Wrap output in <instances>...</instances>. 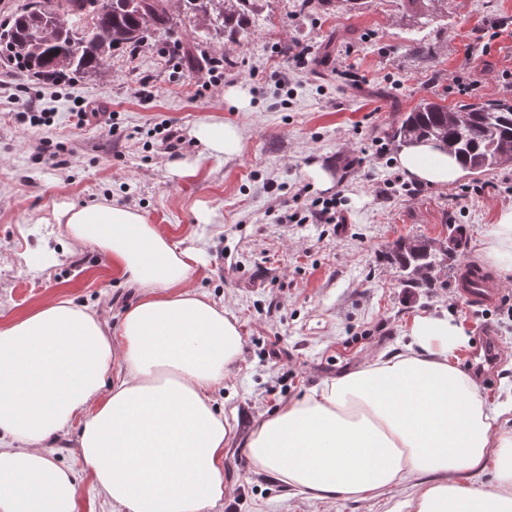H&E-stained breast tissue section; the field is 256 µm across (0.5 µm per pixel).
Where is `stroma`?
<instances>
[{
	"label": "stroma",
	"mask_w": 512,
	"mask_h": 512,
	"mask_svg": "<svg viewBox=\"0 0 512 512\" xmlns=\"http://www.w3.org/2000/svg\"><path fill=\"white\" fill-rule=\"evenodd\" d=\"M300 0H255L250 33L214 34L203 55L224 57V70L245 88L251 108L237 110L223 87L204 89L201 68L161 56L167 43H187L194 21L181 17L174 34H152L138 55L113 51L104 75L70 74L59 84L32 81L0 59V324L56 296L94 306L111 330L138 298L111 257L75 245L54 207L114 200L139 210L180 247L197 252L192 287L223 304L241 327L242 353L213 396L234 434L224 446V505L219 512H406L412 489L396 487L365 500H321L254 472L245 448L251 428L282 402L357 368L406 340L411 320L448 313L468 338L495 336L497 370L478 379L485 398L512 396V276L484 273L499 294L477 308L457 275L479 265L483 236L512 208V166L467 173L448 187L407 181L394 165L392 133L421 99L452 106L512 104V0H448L447 14L426 25L403 17L404 0H344L303 10ZM501 27L497 39L486 24ZM357 38L343 40L346 30ZM310 51L293 94L277 90L274 71L284 43ZM354 68L362 88L337 72ZM475 75L462 95L453 76ZM45 125L19 121L29 107ZM112 115L117 135L77 126L76 112ZM237 125L244 151L211 157L191 178L168 171L170 157L153 129L172 124L183 137L180 159L201 150L192 135L201 121ZM386 156H379L380 146ZM330 186L312 180L313 165ZM130 184L123 192L122 184ZM336 199V224L309 222L310 202ZM220 210V224L195 220L199 205ZM298 221L286 220V213ZM401 237L446 239L454 254L443 288H406L386 257ZM75 439L51 450L74 466L80 512H112L76 455Z\"/></svg>",
	"instance_id": "obj_1"
}]
</instances>
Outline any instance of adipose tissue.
<instances>
[{"label": "adipose tissue", "mask_w": 512, "mask_h": 512, "mask_svg": "<svg viewBox=\"0 0 512 512\" xmlns=\"http://www.w3.org/2000/svg\"><path fill=\"white\" fill-rule=\"evenodd\" d=\"M196 175L233 156L239 127L199 123ZM407 179L444 187L464 165L433 141L401 148ZM79 245L109 254L141 288L111 336L97 310L52 298L0 325V512H78L71 468L46 448L79 426L80 461L119 512H214L233 427L211 396L242 352L235 319L190 286L197 256L137 209L99 202L53 213ZM481 263L512 275V209L485 235ZM398 353L286 401L250 430L252 468L316 499H369L417 482L409 512H512V398L486 400L453 360L466 342L447 314L414 318ZM492 470L482 486L469 474Z\"/></svg>", "instance_id": "ef3b65f1"}]
</instances>
